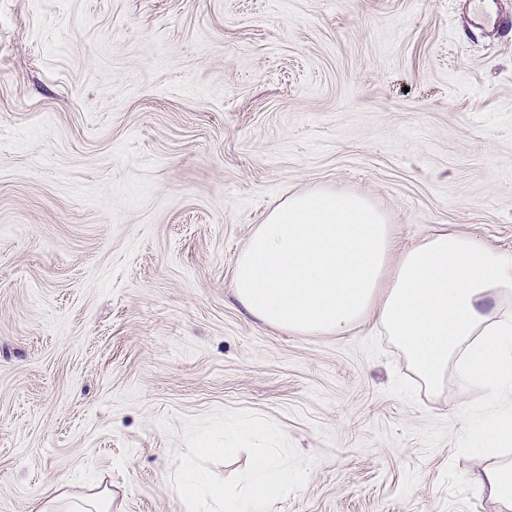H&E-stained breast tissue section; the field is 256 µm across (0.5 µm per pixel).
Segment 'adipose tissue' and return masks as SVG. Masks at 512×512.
<instances>
[{
	"instance_id": "obj_1",
	"label": "adipose tissue",
	"mask_w": 512,
	"mask_h": 512,
	"mask_svg": "<svg viewBox=\"0 0 512 512\" xmlns=\"http://www.w3.org/2000/svg\"><path fill=\"white\" fill-rule=\"evenodd\" d=\"M386 217L361 194H293L240 252L234 293L259 321L341 334L367 316L441 389L449 370L496 401L512 384V254L438 228L392 258ZM37 512H112V493L56 488Z\"/></svg>"
}]
</instances>
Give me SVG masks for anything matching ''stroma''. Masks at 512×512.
Returning <instances> with one entry per match:
<instances>
[{"instance_id":"stroma-1","label":"stroma","mask_w":512,"mask_h":512,"mask_svg":"<svg viewBox=\"0 0 512 512\" xmlns=\"http://www.w3.org/2000/svg\"><path fill=\"white\" fill-rule=\"evenodd\" d=\"M474 0H0V512L50 488L186 512L185 420L248 408L317 456L272 512H512L471 478L480 385L431 390L373 319L264 325L233 293L316 186L512 250V30Z\"/></svg>"}]
</instances>
